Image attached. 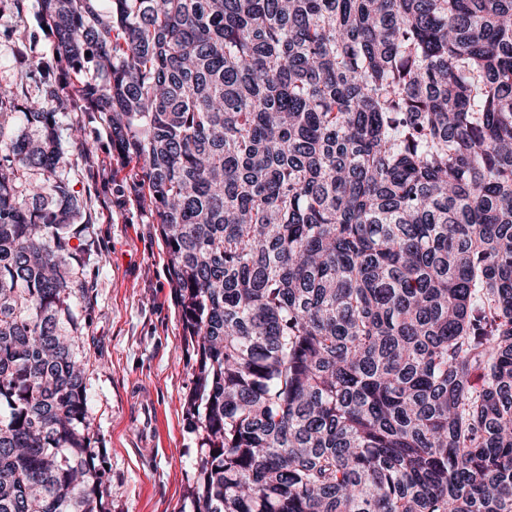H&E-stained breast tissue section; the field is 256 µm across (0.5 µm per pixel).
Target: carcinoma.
<instances>
[{
    "instance_id": "cac0c4a2",
    "label": "carcinoma",
    "mask_w": 512,
    "mask_h": 512,
    "mask_svg": "<svg viewBox=\"0 0 512 512\" xmlns=\"http://www.w3.org/2000/svg\"><path fill=\"white\" fill-rule=\"evenodd\" d=\"M0 84V512H108L63 72L166 245L194 512H512V0H40Z\"/></svg>"
}]
</instances>
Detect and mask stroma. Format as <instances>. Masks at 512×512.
Returning <instances> with one entry per match:
<instances>
[{"label":"stroma","instance_id":"35a3bbf8","mask_svg":"<svg viewBox=\"0 0 512 512\" xmlns=\"http://www.w3.org/2000/svg\"><path fill=\"white\" fill-rule=\"evenodd\" d=\"M26 12L0 9V82L16 78L9 43L35 21L39 0ZM61 128L84 129L87 150L63 145L66 172L84 213L94 219L92 260L85 278L90 302L74 300L87 317L84 342L96 353L87 375V423L106 451V483L112 512H191L188 489L200 457L198 433L188 429L184 396L193 384L194 357L183 343V325L168 274L167 252L134 185L132 168L112 148L104 113L88 115L85 102L71 98L60 113ZM142 384L160 416L156 444L137 442L128 422L129 388Z\"/></svg>","mask_w":512,"mask_h":512}]
</instances>
